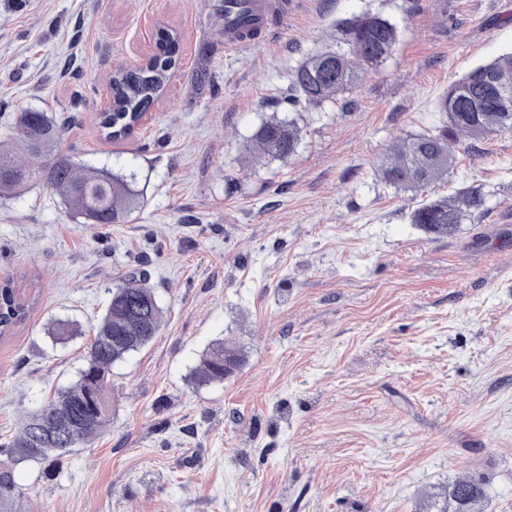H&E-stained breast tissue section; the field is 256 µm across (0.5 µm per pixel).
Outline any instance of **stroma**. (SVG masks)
Returning <instances> with one entry per match:
<instances>
[{"mask_svg":"<svg viewBox=\"0 0 512 512\" xmlns=\"http://www.w3.org/2000/svg\"><path fill=\"white\" fill-rule=\"evenodd\" d=\"M291 2L283 29L228 53L224 0H0V137L15 113H55L64 153L145 189L101 226L42 185L0 196V281L37 295L0 340V438L76 379L122 277L145 271L164 311L112 370L107 428L51 472L20 468V512H425L459 477L512 512V133L419 196L377 173L448 85L512 52V0ZM364 12L398 29L381 70L347 106L301 109L295 154L249 158L288 114L291 70ZM163 28L180 35L165 94L134 137L104 138L113 70L157 54ZM469 187L486 209L455 234L411 223ZM64 317L82 334L52 347ZM218 339L245 361L195 387Z\"/></svg>","mask_w":512,"mask_h":512,"instance_id":"35a3bbf8","label":"stroma"}]
</instances>
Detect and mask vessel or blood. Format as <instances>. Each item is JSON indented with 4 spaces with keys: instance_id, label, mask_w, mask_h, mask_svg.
Returning a JSON list of instances; mask_svg holds the SVG:
<instances>
[{
    "instance_id": "1",
    "label": "vessel or blood",
    "mask_w": 512,
    "mask_h": 512,
    "mask_svg": "<svg viewBox=\"0 0 512 512\" xmlns=\"http://www.w3.org/2000/svg\"><path fill=\"white\" fill-rule=\"evenodd\" d=\"M288 18L286 0H225L224 49L232 52L281 28Z\"/></svg>"
}]
</instances>
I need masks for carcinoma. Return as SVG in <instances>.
I'll return each mask as SVG.
<instances>
[{"label": "carcinoma", "instance_id": "carcinoma-1", "mask_svg": "<svg viewBox=\"0 0 512 512\" xmlns=\"http://www.w3.org/2000/svg\"><path fill=\"white\" fill-rule=\"evenodd\" d=\"M398 38L394 24L378 13H362L336 25V48L306 57L289 74L288 104L321 106L339 100L364 75L379 71L391 57ZM165 47L148 63L113 74L112 109L102 113L100 131L112 140L130 137L141 114L164 94L175 69L177 32H162ZM441 114L434 126L394 140L378 174L390 186L416 194L448 176L456 152L473 149L489 138L512 132V52L471 68L449 85L435 104ZM63 125L50 112L30 110L17 115L13 135L0 141V193L40 183L59 196L69 214L83 224H121L139 205L135 175L110 168L81 167L62 153ZM299 143L294 118L276 116L253 133L249 153L256 158H285ZM476 188L422 203L410 214L411 223L436 236L454 234L485 209ZM35 297L21 299L12 280L0 283V338L23 325ZM163 310L147 274H127L111 291L109 303L94 327V336L77 380L28 412L10 440L0 446V512H18L19 468L52 467L90 441L112 418V368L146 347L161 329ZM82 334L79 323L59 319L47 327L55 343ZM244 362L243 349L218 340L200 356L191 372L198 387L224 380V356ZM482 484L458 478L436 494L428 512H484Z\"/></svg>", "mask_w": 512, "mask_h": 512}]
</instances>
